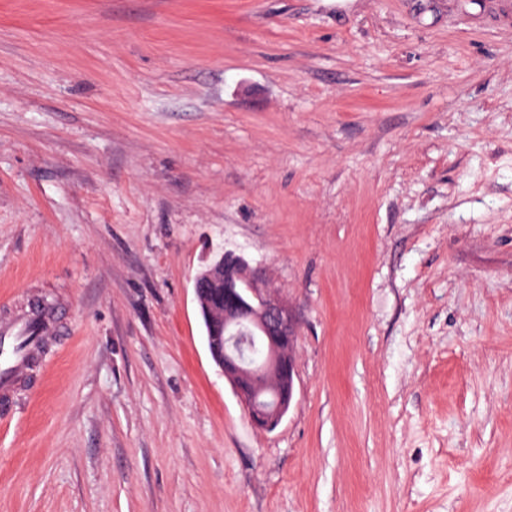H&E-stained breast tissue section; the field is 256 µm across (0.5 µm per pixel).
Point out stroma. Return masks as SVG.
<instances>
[{"mask_svg": "<svg viewBox=\"0 0 512 512\" xmlns=\"http://www.w3.org/2000/svg\"><path fill=\"white\" fill-rule=\"evenodd\" d=\"M297 322L271 432L193 277ZM0 512H512V0H0ZM32 321L39 322L40 333L35 339H31L25 350L18 351L17 346L22 340L28 338L26 334ZM54 333L55 327L50 319L38 310L0 321V399L2 402L8 401L14 382L30 365L41 342Z\"/></svg>", "mask_w": 512, "mask_h": 512, "instance_id": "stroma-1", "label": "stroma"}]
</instances>
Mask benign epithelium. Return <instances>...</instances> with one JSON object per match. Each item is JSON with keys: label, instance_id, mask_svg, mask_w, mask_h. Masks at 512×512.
<instances>
[{"label": "benign epithelium", "instance_id": "obj_1", "mask_svg": "<svg viewBox=\"0 0 512 512\" xmlns=\"http://www.w3.org/2000/svg\"><path fill=\"white\" fill-rule=\"evenodd\" d=\"M212 358L247 410L252 426L275 430L294 399L297 322L288 301L241 256L224 263V300L209 309ZM239 336L262 340L258 362L228 342Z\"/></svg>", "mask_w": 512, "mask_h": 512}]
</instances>
